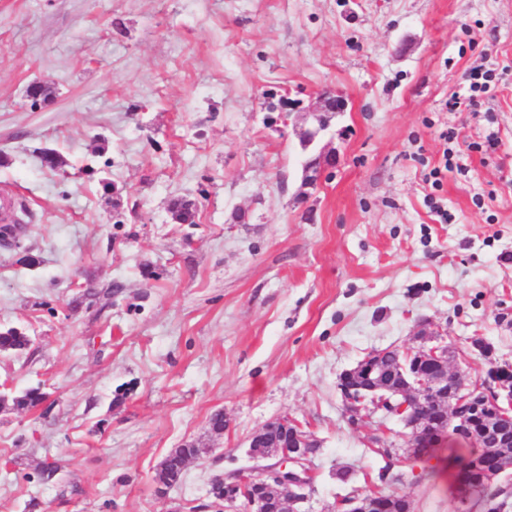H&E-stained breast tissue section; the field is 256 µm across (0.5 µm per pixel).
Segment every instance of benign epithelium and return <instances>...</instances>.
Returning a JSON list of instances; mask_svg holds the SVG:
<instances>
[{
  "mask_svg": "<svg viewBox=\"0 0 512 512\" xmlns=\"http://www.w3.org/2000/svg\"><path fill=\"white\" fill-rule=\"evenodd\" d=\"M345 110L343 97L327 94L322 97L319 111L312 113L316 125L303 133L308 146L322 136L328 124L323 112ZM432 323L421 325V335L430 341L416 348H405L404 360L394 367L393 379L387 383L378 375L384 356L390 349H378L340 373V381L352 386L340 388L343 412L348 423L370 422L397 414L407 432L400 434L404 445L418 444L441 434L453 433L474 442L480 448L512 447V361L494 357L487 344L472 341L473 348L492 368V376L481 383L465 384L459 371L448 367V345L431 329ZM279 434L270 435L263 426L249 444L248 457L255 465L235 472L234 481L222 484L221 499L227 503L224 512H235L234 503L240 491L246 512H301L300 505L309 499L312 474L306 462L312 455L316 439L293 419L285 416L273 420ZM275 462L266 464L264 460ZM506 464L496 473L482 468L473 457L461 471L462 506L478 484H488L506 473ZM378 498L362 493L350 494L338 500L340 512H375Z\"/></svg>",
  "mask_w": 512,
  "mask_h": 512,
  "instance_id": "7a95c632",
  "label": "benign epithelium"
}]
</instances>
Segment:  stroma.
Wrapping results in <instances>:
<instances>
[{
	"label": "stroma",
	"instance_id": "obj_1",
	"mask_svg": "<svg viewBox=\"0 0 512 512\" xmlns=\"http://www.w3.org/2000/svg\"><path fill=\"white\" fill-rule=\"evenodd\" d=\"M474 68L489 91L449 107ZM327 92L347 109L303 146ZM4 198L33 218L0 246V325L32 342L0 354V512H216L214 480L281 416L320 443L305 512L353 487L459 512L456 468L384 462L337 381L425 320L466 383L487 370L472 340L512 359V0H0ZM89 284L112 294L83 307ZM199 448L195 446H186L183 448H175L166 460L164 467L158 470L156 481L165 487H172L178 483L183 473V464L186 460L197 456ZM161 487V492L166 493L167 488Z\"/></svg>",
	"mask_w": 512,
	"mask_h": 512
}]
</instances>
